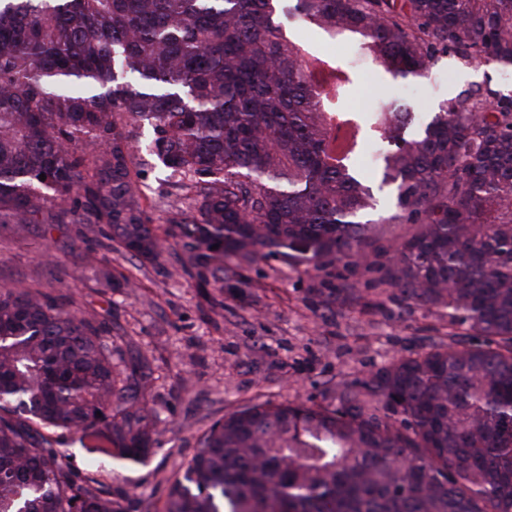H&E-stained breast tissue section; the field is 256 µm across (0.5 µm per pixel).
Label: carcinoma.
I'll return each instance as SVG.
<instances>
[{"label": "carcinoma", "instance_id": "1", "mask_svg": "<svg viewBox=\"0 0 512 512\" xmlns=\"http://www.w3.org/2000/svg\"><path fill=\"white\" fill-rule=\"evenodd\" d=\"M359 59L306 55L281 18ZM512 65V0H0V225L24 239L81 226L94 267L116 244L177 247L204 296L224 268L284 258L324 310L356 300L336 265L382 272L448 335L409 348L336 403H254L214 421L162 512H512V94L472 85L411 139L407 109L349 106L361 64L424 76L442 56ZM190 193L164 227L137 183L140 129ZM385 141L374 222L356 158ZM45 180H40V175ZM383 224L415 233L377 244ZM112 328L65 296L0 289V512H123L110 465L159 428L119 384ZM77 435L87 464L65 439Z\"/></svg>", "mask_w": 512, "mask_h": 512}]
</instances>
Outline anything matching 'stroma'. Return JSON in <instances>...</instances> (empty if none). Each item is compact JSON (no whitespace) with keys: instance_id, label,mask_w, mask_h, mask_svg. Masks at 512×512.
<instances>
[{"instance_id":"obj_1","label":"stroma","mask_w":512,"mask_h":512,"mask_svg":"<svg viewBox=\"0 0 512 512\" xmlns=\"http://www.w3.org/2000/svg\"><path fill=\"white\" fill-rule=\"evenodd\" d=\"M484 82L511 93L512 67L463 65L445 56L407 99L425 116L448 97ZM139 185L148 196V215L164 226L180 201L168 195L153 162L140 167ZM80 245L73 224L56 225L48 241L36 234L19 241L1 230L0 285L36 280L45 292L73 294L84 315L110 313L119 366L135 363L152 370L147 401L161 436L144 461L115 466L112 494L125 512H154L182 459L215 419L256 402L332 403L337 383H352L401 351L448 333L446 310L405 312L376 274L360 269L345 272L360 288V303L333 313L315 305L310 278L284 260L252 264L244 271L252 287L225 289L221 306L213 308L172 255L146 261L104 249L98 268L89 269L76 258ZM46 248L54 264H42ZM112 269L130 275L135 287L108 286L103 274Z\"/></svg>"}]
</instances>
